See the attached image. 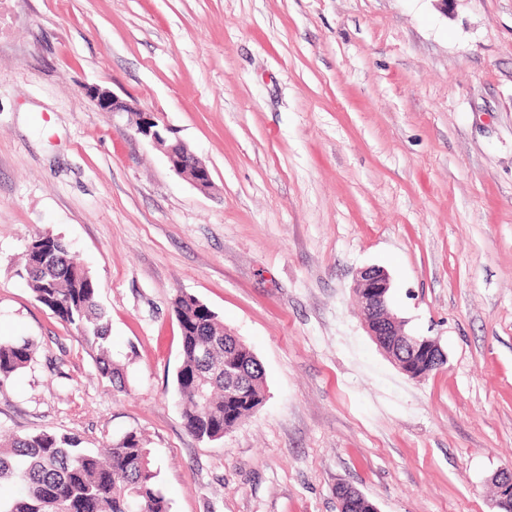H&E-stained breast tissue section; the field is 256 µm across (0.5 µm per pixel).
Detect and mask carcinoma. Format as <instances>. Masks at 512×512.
Segmentation results:
<instances>
[{"label": "carcinoma", "mask_w": 512, "mask_h": 512, "mask_svg": "<svg viewBox=\"0 0 512 512\" xmlns=\"http://www.w3.org/2000/svg\"><path fill=\"white\" fill-rule=\"evenodd\" d=\"M36 301L72 327L96 352L101 373L124 385L112 358L109 321L97 304L98 285L59 238L34 239L17 270ZM174 309L181 331L176 375L187 431L201 440L229 432L263 404V367L253 351L226 329L218 316L190 294ZM28 340L0 342V377L28 367ZM151 450L134 431L106 456L79 447L72 437L53 433L14 436L0 448V487L20 488L0 496V512H169L158 486Z\"/></svg>", "instance_id": "obj_1"}]
</instances>
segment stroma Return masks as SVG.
Segmentation results:
<instances>
[{
  "label": "stroma",
  "mask_w": 512,
  "mask_h": 512,
  "mask_svg": "<svg viewBox=\"0 0 512 512\" xmlns=\"http://www.w3.org/2000/svg\"><path fill=\"white\" fill-rule=\"evenodd\" d=\"M98 86L209 168L198 191ZM62 237L99 285L124 390L15 269ZM443 368L399 372L355 273ZM263 365L223 438L186 429L179 293ZM0 435L97 452L141 432L170 512H496L512 467V0H0ZM34 348L29 340L0 342V377H9L28 367ZM491 481L496 490L497 512H512V467L498 471Z\"/></svg>",
  "instance_id": "1"
}]
</instances>
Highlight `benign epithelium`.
I'll return each instance as SVG.
<instances>
[{"label":"benign epithelium","instance_id":"1","mask_svg":"<svg viewBox=\"0 0 512 512\" xmlns=\"http://www.w3.org/2000/svg\"><path fill=\"white\" fill-rule=\"evenodd\" d=\"M86 94L103 111L138 113L136 132L164 150L170 168L176 174L189 178L200 192L211 190L213 181L209 168L184 143L169 142L166 136L168 126L160 123L154 113L145 112L97 86L87 88ZM389 290V276L378 267L360 269L352 287L354 299L366 319L368 335L393 360L403 375L417 380L419 376L416 375L415 366L420 361L429 362L431 368H440L445 354L436 340L409 335L404 331L402 322L389 312ZM492 484L496 490L495 505L498 512H512V467L498 471L492 477Z\"/></svg>","mask_w":512,"mask_h":512}]
</instances>
